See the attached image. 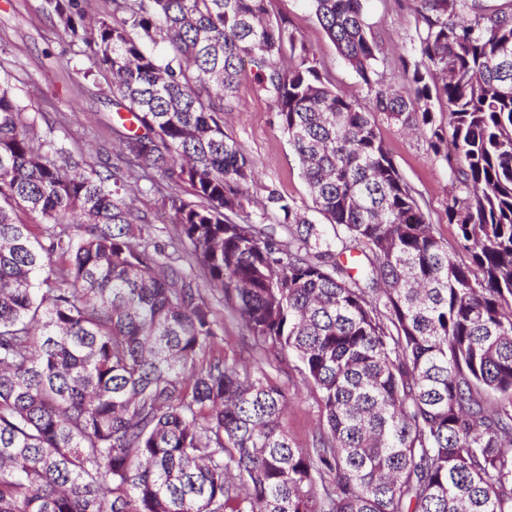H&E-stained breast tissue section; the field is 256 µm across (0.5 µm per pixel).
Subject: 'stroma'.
Segmentation results:
<instances>
[{
    "mask_svg": "<svg viewBox=\"0 0 512 512\" xmlns=\"http://www.w3.org/2000/svg\"><path fill=\"white\" fill-rule=\"evenodd\" d=\"M417 0H364L367 32L383 47L378 71L402 93L411 85L401 74L400 59L418 45ZM272 14L287 17L293 29L315 53L332 85L350 97L366 89L339 56L307 0H271ZM84 57L75 55L72 39L57 28L44 9V0H0V74L8 75L14 95L36 125L38 137H53L63 147L82 153L96 164L114 158L112 127L118 116L104 75L86 70ZM234 109L224 115L225 132L238 141L254 162L250 192L263 199L277 190L309 209L318 229L325 219L314 212L301 164L286 136L272 101L257 89L256 74L244 67ZM376 128L401 176L416 192L438 236L457 249L456 231L446 206L451 182L446 161L428 147L423 135L378 115ZM270 377L288 390L291 403L284 425L295 441L310 444L319 432L320 413L302 375L293 366L269 368Z\"/></svg>",
    "mask_w": 512,
    "mask_h": 512,
    "instance_id": "1",
    "label": "stroma"
}]
</instances>
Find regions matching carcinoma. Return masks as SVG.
Returning a JSON list of instances; mask_svg holds the SVG:
<instances>
[{
    "label": "carcinoma",
    "mask_w": 512,
    "mask_h": 512,
    "mask_svg": "<svg viewBox=\"0 0 512 512\" xmlns=\"http://www.w3.org/2000/svg\"><path fill=\"white\" fill-rule=\"evenodd\" d=\"M268 2L112 0L90 29L82 0H45L132 114L110 170L35 141L0 77V512H512V3L420 0L403 95L362 0H309L366 87L352 99ZM246 61L330 237L295 200L250 195L224 132ZM377 114L444 154L466 259ZM141 169L171 184L185 266L134 206ZM213 299L248 352L300 364L310 445L284 426L285 387L213 355Z\"/></svg>",
    "instance_id": "1"
}]
</instances>
